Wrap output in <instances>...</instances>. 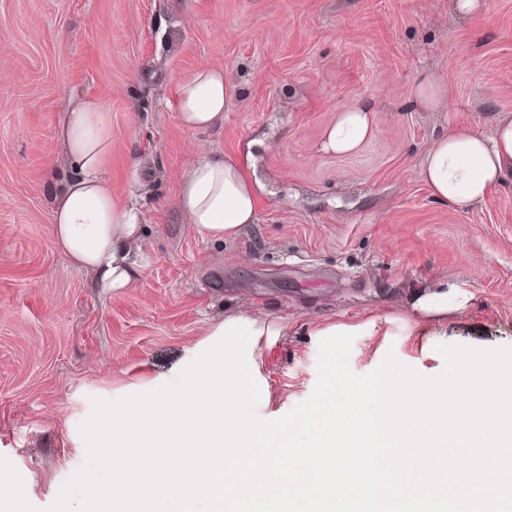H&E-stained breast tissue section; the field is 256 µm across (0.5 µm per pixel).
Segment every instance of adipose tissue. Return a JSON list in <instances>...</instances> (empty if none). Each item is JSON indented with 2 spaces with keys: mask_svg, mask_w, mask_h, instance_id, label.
Instances as JSON below:
<instances>
[{
  "mask_svg": "<svg viewBox=\"0 0 512 512\" xmlns=\"http://www.w3.org/2000/svg\"><path fill=\"white\" fill-rule=\"evenodd\" d=\"M236 84L223 65L197 68L172 86L168 110L192 129L221 127ZM372 101L361 99L338 113L323 134L324 151L355 153L376 134ZM71 177L58 186L50 222L56 246L93 277L104 292L130 287L143 273L142 212L137 202L112 194L107 175L112 155V119L104 108L79 101L59 127ZM421 170L438 202L467 208L512 175V118L489 132L456 129L441 133L425 149ZM258 184L246 158L213 154L192 160L179 181L178 207L188 223L221 241L256 221Z\"/></svg>",
  "mask_w": 512,
  "mask_h": 512,
  "instance_id": "ef3b65f1",
  "label": "adipose tissue"
}]
</instances>
